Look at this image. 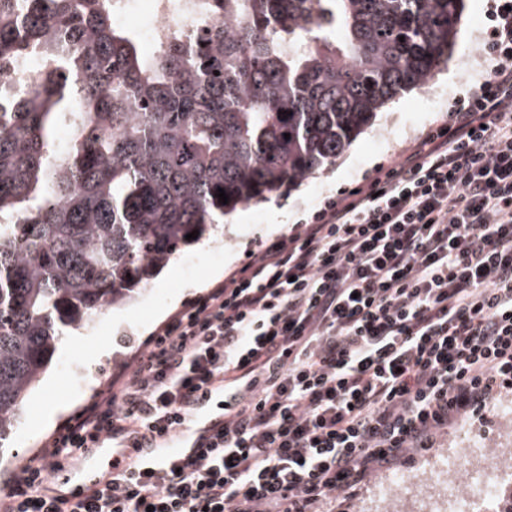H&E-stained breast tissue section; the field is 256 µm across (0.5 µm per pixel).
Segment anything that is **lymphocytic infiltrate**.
I'll return each instance as SVG.
<instances>
[{
    "label": "lymphocytic infiltrate",
    "mask_w": 512,
    "mask_h": 512,
    "mask_svg": "<svg viewBox=\"0 0 512 512\" xmlns=\"http://www.w3.org/2000/svg\"><path fill=\"white\" fill-rule=\"evenodd\" d=\"M483 72L390 167L324 200L152 333L0 491V512H336L512 393V0ZM235 402L200 425L212 394ZM178 436L190 453L161 455ZM127 449L84 499L64 461Z\"/></svg>",
    "instance_id": "obj_1"
}]
</instances>
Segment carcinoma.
Masks as SVG:
<instances>
[{"instance_id": "cac0c4a2", "label": "carcinoma", "mask_w": 512, "mask_h": 512, "mask_svg": "<svg viewBox=\"0 0 512 512\" xmlns=\"http://www.w3.org/2000/svg\"><path fill=\"white\" fill-rule=\"evenodd\" d=\"M214 2L191 44L146 56L112 0H0V71L38 59L22 92L0 80V441L63 336L217 238L225 215L336 162L448 63L463 9Z\"/></svg>"}]
</instances>
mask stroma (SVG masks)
I'll list each match as a JSON object with an SVG mask.
<instances>
[{"mask_svg": "<svg viewBox=\"0 0 512 512\" xmlns=\"http://www.w3.org/2000/svg\"><path fill=\"white\" fill-rule=\"evenodd\" d=\"M485 11L486 0H464L461 25L468 30L467 40L456 43L448 64L433 75V96L420 89L403 94L378 114L336 163L300 186L282 189L268 201L225 216L224 234L217 243L204 242L186 249L168 264L166 278H153L135 300L100 315L89 329L70 332L59 344L41 382L29 394L18 429L0 441V489L94 399L116 365L132 358L160 324L240 267L258 243L287 234L325 196L362 182L379 166L389 164L411 137L445 118L463 94L467 76L464 61L478 49ZM218 248L223 257L216 261L212 255ZM99 345L106 346L105 356L91 360L88 348ZM48 398L57 403L60 412L53 422L45 423L38 419V403ZM504 434V426L494 414L480 429L466 420L450 428L440 446L463 456L474 442L485 448L501 447Z\"/></svg>", "mask_w": 512, "mask_h": 512, "instance_id": "35a3bbf8", "label": "stroma"}]
</instances>
